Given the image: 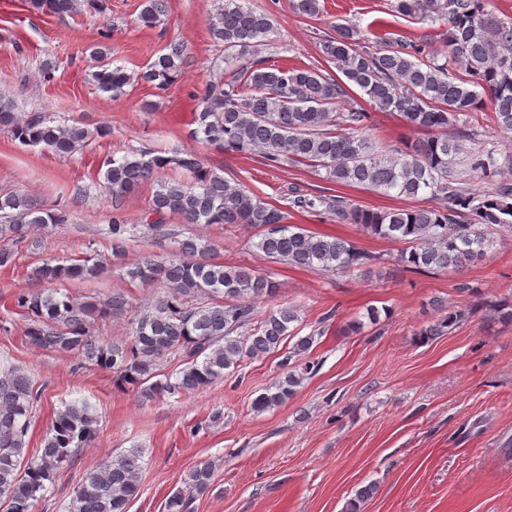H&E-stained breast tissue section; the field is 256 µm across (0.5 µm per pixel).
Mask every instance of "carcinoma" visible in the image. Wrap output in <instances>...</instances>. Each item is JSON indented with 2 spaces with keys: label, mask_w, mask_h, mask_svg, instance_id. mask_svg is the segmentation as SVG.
Listing matches in <instances>:
<instances>
[{
  "label": "carcinoma",
  "mask_w": 512,
  "mask_h": 512,
  "mask_svg": "<svg viewBox=\"0 0 512 512\" xmlns=\"http://www.w3.org/2000/svg\"><path fill=\"white\" fill-rule=\"evenodd\" d=\"M32 7L58 16L86 9L104 11V0H30ZM489 0H398L397 12L419 14L446 25V51L390 33L370 44L361 30L338 24L319 41L323 58L335 65L336 78L316 69L273 67L261 56L272 42L270 17L246 5V0H219L210 23L212 40L224 48V66L199 93L192 135L224 151L256 155L273 169L304 164L325 172L340 185L362 186L381 194L407 198L425 196L426 205L412 209H361L343 196L307 197L293 191L290 207L323 209L336 222L355 224L362 231L409 245L401 252L408 267L456 272L483 260L490 240L481 227L512 229V181L497 179L504 163L492 151L476 152L470 171L492 182L487 190L458 185L454 166L464 142L478 137V112L487 121L512 131V18L487 11ZM295 13L320 14V0H292ZM165 15L164 0H144L139 22L155 28ZM184 45L170 41L145 69L136 74L114 64L110 49L92 48V80L97 90L114 96L140 83L163 89L175 82L185 64ZM368 97L369 105L395 112L427 137L406 150L388 149L373 132L366 109L338 111L351 92ZM0 127L20 143L68 156L93 138L110 135L107 127L91 133L77 124H56L38 111L19 112L0 98ZM171 166L188 171L191 180H163ZM103 186L119 210L140 184L154 181L145 224L160 238L173 236L167 216L185 224H235L260 228L255 247L265 256L292 266L326 272L368 274L377 261L352 242L288 224V210L261 200L242 182L229 181L192 155H162L136 151L103 160ZM64 215L37 207L26 195L0 194V241L32 252L43 247L34 228L62 224ZM112 258L120 259L131 237L129 225L118 218L106 229ZM209 245L193 238L176 241L170 252L149 254L129 266L132 282L158 283L167 291L131 318V341L101 344L92 335L97 319L122 316L128 301L114 294L101 301L75 298L58 288L15 295L14 305L30 324L27 337L42 349L70 353L112 371L123 385L148 398L186 396L210 386L246 359L279 351L293 336L299 321L290 306L259 315L255 300L275 295L276 282L243 266H227L209 258ZM104 266L96 258L72 262L48 260L30 277L49 283L94 278ZM315 334L299 337L281 360L278 378L252 402L258 413L278 407L316 367L301 362ZM181 357L183 368L162 373L169 355ZM40 398L31 377L16 367L0 366V512H31L43 496L46 482L98 433V416L85 401L58 410L47 429L43 448L34 459L24 455L25 437L34 404ZM142 451L106 460L87 472L74 488L67 512H127L140 490ZM213 465L204 462L189 471L187 493L178 492L167 512H190L193 493L212 486Z\"/></svg>",
  "instance_id": "carcinoma-1"
}]
</instances>
